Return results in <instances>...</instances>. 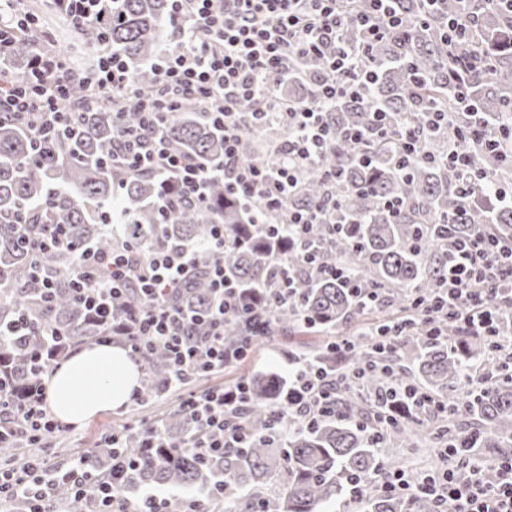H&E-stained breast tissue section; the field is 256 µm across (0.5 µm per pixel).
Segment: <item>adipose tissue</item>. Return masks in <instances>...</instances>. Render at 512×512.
Here are the masks:
<instances>
[{
	"instance_id": "adipose-tissue-1",
	"label": "adipose tissue",
	"mask_w": 512,
	"mask_h": 512,
	"mask_svg": "<svg viewBox=\"0 0 512 512\" xmlns=\"http://www.w3.org/2000/svg\"><path fill=\"white\" fill-rule=\"evenodd\" d=\"M138 383V368L121 346L89 347L52 376L50 406L60 421L81 425L101 411L124 405Z\"/></svg>"
}]
</instances>
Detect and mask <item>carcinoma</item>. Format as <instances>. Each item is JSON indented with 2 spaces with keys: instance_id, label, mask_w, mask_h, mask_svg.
Returning <instances> with one entry per match:
<instances>
[{
  "instance_id": "cac0c4a2",
  "label": "carcinoma",
  "mask_w": 512,
  "mask_h": 512,
  "mask_svg": "<svg viewBox=\"0 0 512 512\" xmlns=\"http://www.w3.org/2000/svg\"><path fill=\"white\" fill-rule=\"evenodd\" d=\"M407 25L392 37L373 45L370 56L377 73L362 100L344 99L331 111L336 137L323 158V166L344 169L336 207L338 225L314 224L303 245L288 247L255 235L246 209L225 194L224 181L215 180L209 202L203 208L178 206L160 213L154 200L160 180L152 174L122 179L112 172V104H90L93 93L72 68L69 97L58 103L62 112H81L75 127L50 141L46 150L36 143L24 125L11 118L0 119V324L16 310H25L39 322H47L68 333L76 347L92 345L106 335L103 326L86 315L71 294L76 253L57 249L46 266L58 285L48 304L35 300L30 278L34 264L33 244L45 224L62 226L69 241L92 244L108 252L127 242L149 246H172L202 242L215 224H224L230 235L249 239L247 246L224 250L225 274L242 288L273 282L278 278L274 254L288 250L296 276L297 300L264 309V333L257 340L286 336L290 332L324 334L323 342L301 363L336 368L332 333L364 312L359 297L342 287L331 275L307 268L296 256L312 252L327 268L343 266L359 285L378 290L382 303L396 305L404 319L413 320L410 335L394 349L379 350L373 339L358 341L350 363H368L374 369L361 381L347 379L340 391L337 413L316 425L294 427L288 436L256 439L249 448H228L224 453L201 457L188 447L195 436L180 410L161 421L164 446L141 458L128 471L123 497L136 504L148 488L178 490L170 499L171 512H179L185 500L198 502L203 512L224 502V512H329L355 475L363 482L357 502L359 512H436L433 498L424 493L404 498L384 494L376 481L378 455L391 441L416 443L424 437L435 445L451 444L460 454L486 458L512 454V357L501 358L497 378L479 391L470 387L472 361L489 352L484 336L457 335L451 325L438 323L440 336L427 335L428 326L414 318L410 295L428 298L442 287L448 271V252L435 230L444 218L452 220L455 235L465 237L486 230L500 240L512 239V209L495 204L493 186L512 174L504 156L484 154L488 178L480 190L481 200L461 207L454 178L448 168L420 162L405 171L395 163L394 145L368 141L357 145L345 140L342 131L365 127L372 105L392 113L396 121L415 119L435 106L443 112H459L451 91L449 68L462 56L482 46L512 41V12L503 0H440L434 5L440 19L477 14L479 27L467 43H450L444 31L414 23L421 12L420 0H398ZM170 0H119L102 16L73 29L81 42L104 47L128 64L141 95L154 92L156 77L149 61L157 43L175 37L168 22ZM31 49L23 40L5 62L14 85L28 82ZM512 101V50L496 56L494 68L474 78L472 103L481 112L495 116ZM267 129L247 126L241 135L243 157L253 163L271 160L256 148ZM164 136L174 151L197 159L219 160L224 156V137L207 113L190 104L165 126ZM326 194L314 170L303 173L292 207L318 204ZM401 199L404 210L391 217L380 204ZM119 202L124 217V238L117 241L102 229L104 212ZM179 304L195 316L205 315L212 304V289L206 274H200L182 290ZM250 340L244 324L228 321L224 342L238 345ZM41 346L39 336H13L5 349L12 387L18 394L32 380L30 360ZM405 360L415 373L409 378L435 396L448 399V419L435 428L413 419L385 430L379 441L357 424L366 407L384 402L386 390L397 383L394 362ZM143 400L156 396L155 389L168 368L164 352L153 350L142 362ZM250 400L244 416L257 425L270 418L272 407L287 390L285 378L275 372L255 373L247 378ZM111 431L102 433L96 446L87 450L88 468L105 478L112 466ZM46 506L60 512H86V502L74 500L70 491L58 486L50 491Z\"/></svg>"
}]
</instances>
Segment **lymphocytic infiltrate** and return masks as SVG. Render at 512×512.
<instances>
[{"label":"lymphocytic infiltrate","instance_id":"lymphocytic-infiltrate-1","mask_svg":"<svg viewBox=\"0 0 512 512\" xmlns=\"http://www.w3.org/2000/svg\"><path fill=\"white\" fill-rule=\"evenodd\" d=\"M170 23L177 37L171 47L150 67L157 78L150 96L138 93L123 60L108 53L100 57L88 84L96 97L117 102L112 113L116 138L112 167L119 173H145L160 178L165 186L156 205L167 211L172 204L208 202L207 186L222 179L228 193L245 204L255 231L267 237L301 242L312 224L332 223L338 200L334 189L339 170L323 168L321 160L334 140L329 111L337 100L359 98L369 81L373 62L372 44L390 38L404 26L393 0H370L367 11L351 14L344 0H170ZM356 25L362 40L349 44L345 32ZM25 0H0V65L25 33ZM321 58L327 68L313 84L306 100L295 104L273 94V86L298 80L295 63ZM29 85L0 86V115L24 122L36 142L51 137L56 126L77 123L78 113L59 111L71 77L55 53L42 46L32 50ZM204 105L211 121L224 136L220 161L200 160L173 152L163 138L170 119L188 104ZM137 118L128 121V110ZM278 126L285 135L275 162L258 166L245 160L240 150L241 133L248 126ZM488 122L475 118L467 126L454 124L448 113L431 108L417 124L406 127L396 147L402 164L432 161L427 149L432 133L448 132L445 165L458 181L464 205L477 201L472 181L484 179L470 146L482 143L491 151L498 140L488 137ZM316 170L329 190L321 204L291 213L287 223H275V215L295 194L301 172ZM230 236L216 225L212 237L202 243L175 248L121 246L101 253L93 246L77 247L74 287L87 314L112 335L120 337L135 360H142L153 347H163L173 369L163 393L178 395L177 407L194 420L200 437L193 446L197 454H215L227 448H244L258 434L242 419L249 401L244 379L214 387L205 394L185 392L195 378L236 369L244 351L227 345L224 325L228 320H250L261 306L291 300L292 266L287 254L276 263L280 279L243 290L224 275V246ZM451 259L444 288L431 299L413 302L416 316L425 323L450 322L458 335L490 337L491 353L505 351L508 339L500 329V290L512 286V242L500 241L478 231L447 244ZM205 267L217 298L216 314L200 338L189 340L188 319L172 303L180 284ZM20 328L36 327L43 338L37 353L42 366L22 399L10 390V377L0 378V443L27 436L34 448L50 447L62 427L50 413L47 381L60 366V331L49 324H33L18 317ZM340 377L325 369L297 368L288 378L285 404L271 413L268 429L286 433L289 425H311L337 411ZM125 426L112 430L117 453L112 477L97 480L86 468L82 453H75L67 468L47 465L33 458L24 467H0V512L9 502L28 500V512H46L44 498L56 482L69 485L75 497L87 501L90 512H168L169 499L145 493L137 505L124 503L121 485L127 467L136 461L123 452ZM451 448L441 449L443 461L436 471L412 486L406 470L386 473L379 481L388 494L406 495L412 489L438 500L439 512H512V459L487 466L467 467L453 463Z\"/></svg>","mask_w":512,"mask_h":512}]
</instances>
